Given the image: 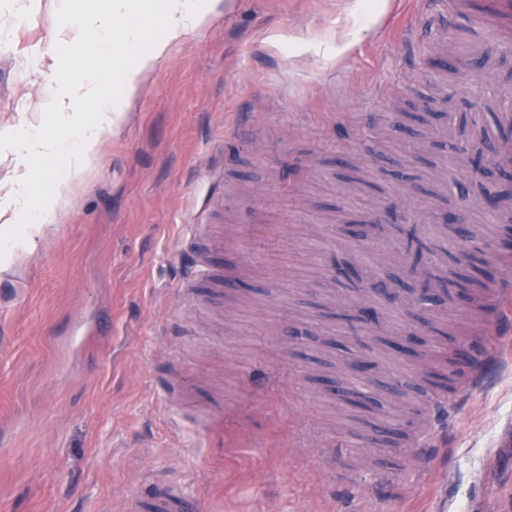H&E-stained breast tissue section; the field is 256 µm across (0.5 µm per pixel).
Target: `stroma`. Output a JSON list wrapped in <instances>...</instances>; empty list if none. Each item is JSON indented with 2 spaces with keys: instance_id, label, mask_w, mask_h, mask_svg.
Returning a JSON list of instances; mask_svg holds the SVG:
<instances>
[{
  "instance_id": "obj_1",
  "label": "stroma",
  "mask_w": 512,
  "mask_h": 512,
  "mask_svg": "<svg viewBox=\"0 0 512 512\" xmlns=\"http://www.w3.org/2000/svg\"><path fill=\"white\" fill-rule=\"evenodd\" d=\"M95 0H0V182L22 163L10 129L39 117L47 78L65 87L76 56L56 58L68 7ZM422 0H220L207 25L170 46L106 135L94 164L74 182L55 223L34 247L0 263V512H127L142 489L177 482L189 512H351L358 479L379 473L370 512H512V367L488 386H449L457 416L437 467L409 466L428 418L425 397H390L377 417L392 428L365 446L360 421L307 382L289 350V324L357 352L347 322L315 305L375 294L379 320L421 337L417 356L378 346V378L406 377L467 345L483 315L461 304L439 316L449 336L433 341L411 260L390 239L393 224L419 223L456 251L449 212L465 211L478 233L501 232L491 209L473 208L471 175L448 174L440 117L419 125L422 152L381 125L410 110L414 91L471 96L507 106L512 41L489 45L492 74L469 65L470 30L456 33L458 70L416 75ZM343 158L364 168L373 194L336 176ZM221 225L227 259L244 264L256 298L225 300L185 279L199 251L197 214ZM356 223L348 241L336 225ZM366 271L360 288L327 278L328 267ZM189 381L197 410L169 391ZM318 429L339 441L334 467L293 446Z\"/></svg>"
}]
</instances>
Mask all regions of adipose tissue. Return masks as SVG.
I'll return each mask as SVG.
<instances>
[{"label":"adipose tissue","mask_w":512,"mask_h":512,"mask_svg":"<svg viewBox=\"0 0 512 512\" xmlns=\"http://www.w3.org/2000/svg\"><path fill=\"white\" fill-rule=\"evenodd\" d=\"M77 21L80 34L94 40L95 52L81 62L69 92L54 90L43 99V122L19 123L10 135L28 162L8 183L0 184V224L22 225L35 241L65 201L72 181L92 163L106 135L116 134L139 85L169 46L200 30L219 0H98ZM159 19L163 35L149 36ZM49 168L52 187L40 192L34 168Z\"/></svg>","instance_id":"1"}]
</instances>
